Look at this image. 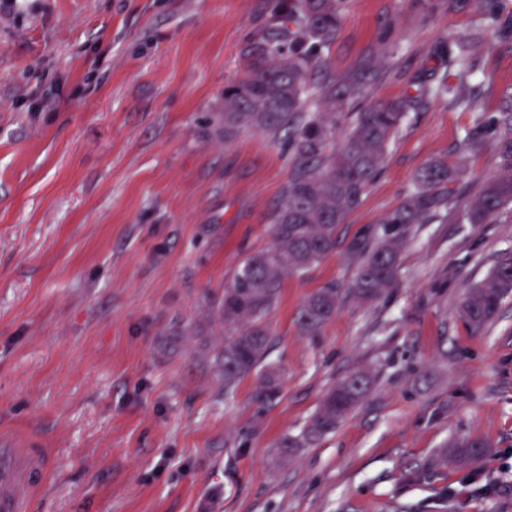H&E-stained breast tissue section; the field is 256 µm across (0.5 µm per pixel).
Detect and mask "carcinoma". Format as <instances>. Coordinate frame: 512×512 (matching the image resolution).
<instances>
[{
    "label": "carcinoma",
    "mask_w": 512,
    "mask_h": 512,
    "mask_svg": "<svg viewBox=\"0 0 512 512\" xmlns=\"http://www.w3.org/2000/svg\"><path fill=\"white\" fill-rule=\"evenodd\" d=\"M343 0H277L275 17L288 14L296 25L271 26L249 50L246 77L224 90V134L241 128L290 134L294 171L272 215L273 247L251 253L240 263L224 289V392L256 374L252 398L262 407L273 404L281 389V369L266 362L269 330L266 319L276 307L284 278L321 263L336 248L338 226L361 203L378 176L390 143L410 112L428 96H446L455 107L470 109L474 99L468 78L476 66V48L484 40L477 31L458 39L456 84L442 82L418 94L378 102L358 113L342 148L326 153L335 126L318 111L326 105L342 112L364 98L377 75V58L368 53L355 68L338 76L319 48L331 43L339 26ZM503 131L497 145L498 169L464 206V218L483 224L503 206L512 204V101L501 109ZM457 180L456 168L443 161L428 163L416 176L414 189L390 212L382 236L353 245L361 259L353 292L372 302L398 284V245L412 225L448 208ZM512 297V251L499 255L491 272L468 287L460 315L479 330L493 322L503 301ZM338 292L321 288L302 304L297 324L301 333L316 336L335 315ZM368 371H355L332 387L306 427L277 443L281 454L294 455L312 447L361 403L374 385ZM488 443L463 437L443 449L437 464L448 460L466 466L478 462Z\"/></svg>",
    "instance_id": "obj_1"
}]
</instances>
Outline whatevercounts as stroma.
<instances>
[{"label": "stroma", "instance_id": "1", "mask_svg": "<svg viewBox=\"0 0 512 512\" xmlns=\"http://www.w3.org/2000/svg\"><path fill=\"white\" fill-rule=\"evenodd\" d=\"M276 0H0V432L36 437L57 466L29 512H512V297L484 330L465 289L512 251V205L485 224L461 207L497 170L499 106L512 97V0L479 52L471 109L432 97L408 113L335 251L285 278L268 318L281 398L254 377L224 392V289L272 246L293 170L287 132L224 136V90L245 78ZM475 0H344L323 51L337 73L381 50L370 103L453 81ZM479 134L485 148L462 152ZM435 159L459 163L446 216L404 238L397 288L349 293L352 247ZM341 290L304 336L305 298ZM364 368L374 389L298 456L327 391ZM489 444L436 466L451 438Z\"/></svg>", "mask_w": 512, "mask_h": 512}]
</instances>
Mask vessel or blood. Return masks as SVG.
Returning <instances> with one entry per match:
<instances>
[{"mask_svg":"<svg viewBox=\"0 0 512 512\" xmlns=\"http://www.w3.org/2000/svg\"><path fill=\"white\" fill-rule=\"evenodd\" d=\"M54 466L52 449L27 438L0 436V512H26L32 493Z\"/></svg>","mask_w":512,"mask_h":512,"instance_id":"vessel-or-blood-1","label":"vessel or blood"}]
</instances>
